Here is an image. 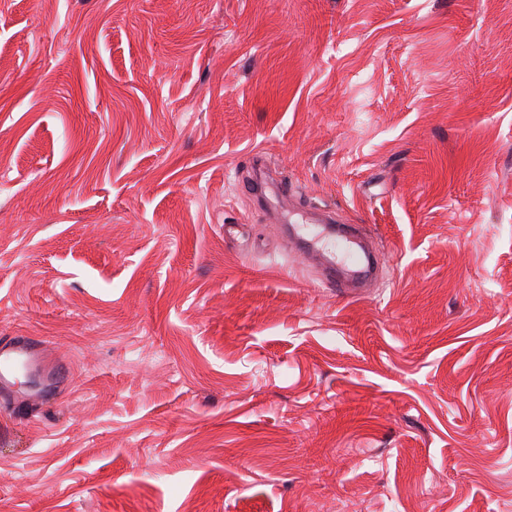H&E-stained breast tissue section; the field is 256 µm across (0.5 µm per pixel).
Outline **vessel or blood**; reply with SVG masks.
<instances>
[{"mask_svg": "<svg viewBox=\"0 0 512 512\" xmlns=\"http://www.w3.org/2000/svg\"><path fill=\"white\" fill-rule=\"evenodd\" d=\"M241 187L246 200L260 208L274 206L288 193L286 181L272 182L260 174ZM289 236L317 262L322 286L342 296L357 295V282L373 278L384 263L382 253L365 249L359 225L338 222L330 208L317 209L304 223L290 225ZM39 352V342L31 336H12L0 346V394L11 393L15 372Z\"/></svg>", "mask_w": 512, "mask_h": 512, "instance_id": "vessel-or-blood-1", "label": "vessel or blood"}]
</instances>
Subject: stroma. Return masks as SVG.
I'll return each instance as SVG.
<instances>
[{
	"instance_id": "35a3bbf8",
	"label": "stroma",
	"mask_w": 512,
	"mask_h": 512,
	"mask_svg": "<svg viewBox=\"0 0 512 512\" xmlns=\"http://www.w3.org/2000/svg\"><path fill=\"white\" fill-rule=\"evenodd\" d=\"M258 150L382 287L319 284ZM20 335L0 512H512V0H0ZM242 191L246 200L253 206L268 208L274 206L281 197L288 195V182H272L262 174L251 180H243Z\"/></svg>"
}]
</instances>
